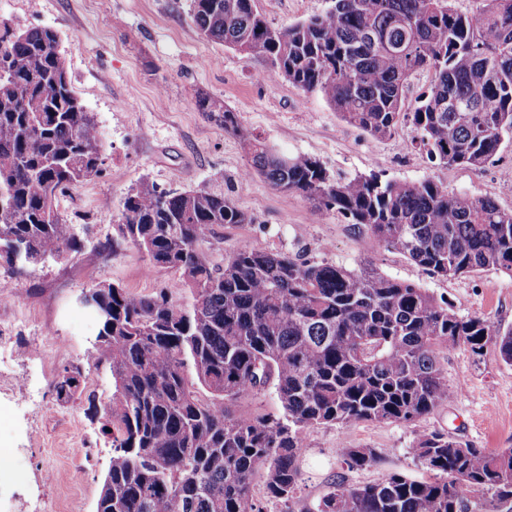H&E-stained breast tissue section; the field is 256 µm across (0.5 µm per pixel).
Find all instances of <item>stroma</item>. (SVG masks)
Listing matches in <instances>:
<instances>
[{"mask_svg": "<svg viewBox=\"0 0 512 512\" xmlns=\"http://www.w3.org/2000/svg\"><path fill=\"white\" fill-rule=\"evenodd\" d=\"M331 0H254L270 25L285 28L325 13ZM23 21L57 31L72 86L102 132L99 177L60 196L58 214L84 247L20 272L0 261V512H95L112 457L104 434L109 370L95 368L99 329L80 296L100 283L133 294L171 287L174 270L149 268L147 257L119 237L127 193L149 182L162 189L224 192L251 216L217 228L203 249L223 264L242 247L275 250L420 284L448 298L464 316L512 325V276L496 271L432 278L402 255L375 250L365 230L340 215L319 214L296 193L275 190L261 176L243 179L250 161L239 139L200 111L196 92L236 113L241 127L289 154L318 159L336 177L375 173L415 183L434 179L452 193L493 198L512 210V145L480 168L432 163L406 149L411 128L377 138L343 121L321 94L273 83L264 67L234 48L203 37L190 0H0V23ZM437 359L456 390L414 426L360 422L314 429L301 462L303 483L290 512H308L336 473L351 484L392 471L418 477L406 455L415 437L447 432L477 448H512V365L494 348L475 354L440 348ZM82 365L83 393L58 401L53 384L64 368ZM381 450L384 459L348 470L343 448Z\"/></svg>", "mask_w": 512, "mask_h": 512, "instance_id": "stroma-1", "label": "stroma"}]
</instances>
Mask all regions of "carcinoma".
Returning a JSON list of instances; mask_svg holds the SVG:
<instances>
[{
    "mask_svg": "<svg viewBox=\"0 0 512 512\" xmlns=\"http://www.w3.org/2000/svg\"><path fill=\"white\" fill-rule=\"evenodd\" d=\"M477 15L452 0H333L330 10L285 28L270 26L253 0H191L206 38L259 61L272 81L318 91L347 123L377 138L409 124L406 142L446 166L481 167L512 141V0H483ZM57 33L16 24L0 38V259L23 270L82 243L56 200L102 172V133L76 95L58 55ZM431 73L420 104L405 111L409 78ZM224 131L251 157L242 177L262 176L298 193L317 212L367 230L377 250L398 253L430 277L493 270L512 274V211L490 197L450 193L428 178L335 177L308 155L288 157L241 128L201 93ZM122 238L176 287L134 295L92 289L99 318L94 366L112 374L104 408L112 439L96 512H264L254 494L288 505L302 481L312 430L332 424L411 426L453 398L436 352L494 347L512 365V326L462 316L416 283L367 267L311 262L242 248L221 266L202 244L226 224L251 218L222 192H129ZM193 371L197 383L188 380ZM82 367L55 382L58 400L81 394ZM274 389L283 415L240 413L235 403ZM428 476L393 471L351 485L336 476L313 512H512V448L489 452L445 432L407 449ZM375 448H347L364 469Z\"/></svg>",
    "mask_w": 512,
    "mask_h": 512,
    "instance_id": "obj_1",
    "label": "carcinoma"
}]
</instances>
